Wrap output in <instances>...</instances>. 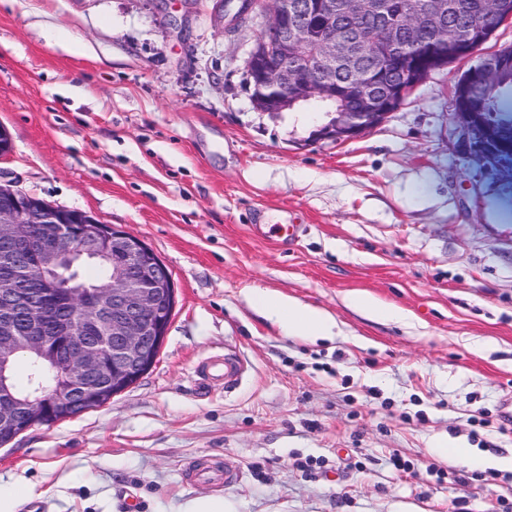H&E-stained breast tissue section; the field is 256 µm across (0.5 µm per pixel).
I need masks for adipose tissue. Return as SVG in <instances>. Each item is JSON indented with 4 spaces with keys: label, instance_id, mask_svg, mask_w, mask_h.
I'll return each instance as SVG.
<instances>
[{
    "label": "adipose tissue",
    "instance_id": "1",
    "mask_svg": "<svg viewBox=\"0 0 512 512\" xmlns=\"http://www.w3.org/2000/svg\"><path fill=\"white\" fill-rule=\"evenodd\" d=\"M248 300L288 335L325 338L334 334L336 321L323 310L287 301L259 289L249 293Z\"/></svg>",
    "mask_w": 512,
    "mask_h": 512
}]
</instances>
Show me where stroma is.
<instances>
[{"mask_svg":"<svg viewBox=\"0 0 512 512\" xmlns=\"http://www.w3.org/2000/svg\"><path fill=\"white\" fill-rule=\"evenodd\" d=\"M214 6L0 0V184L140 237L176 289L153 367L1 446L0 483L35 486L19 512H177L205 495L233 512H512L511 470L489 489L448 454L512 455V166L459 151L471 60L360 139L314 142L323 115L250 100L269 0L232 28ZM255 288L328 311L341 335H284ZM353 293L412 325L367 317ZM226 356L245 373L202 388L199 366ZM227 459L228 486L185 478Z\"/></svg>","mask_w":512,"mask_h":512,"instance_id":"stroma-1","label":"stroma"}]
</instances>
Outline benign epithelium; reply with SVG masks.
I'll use <instances>...</instances> for the list:
<instances>
[{"mask_svg": "<svg viewBox=\"0 0 512 512\" xmlns=\"http://www.w3.org/2000/svg\"><path fill=\"white\" fill-rule=\"evenodd\" d=\"M380 0H345L353 16L379 13ZM493 24L473 37L472 27L443 31L418 51L402 45L405 28L418 26L412 16L380 29L388 52L371 59L370 70L383 75L397 68L406 85L367 90L336 119L318 127V140L346 143L364 136L406 100L432 72L476 53L497 27L512 19V0H489ZM319 32L314 50L299 41L297 30ZM357 38L336 25V0H273L270 17L246 59L252 103L261 112L282 113L313 98L336 93V72L362 68ZM512 70V51L481 58L459 80L454 91V121L464 146L484 160L502 156L499 131L468 93L480 80ZM35 224L37 238L14 231L5 238L4 265L19 279L33 268L39 276L33 288H11L0 302V354L25 351L49 360L42 380H31L25 398H0V425L17 436L48 418L61 421L78 401L103 399L110 373L112 388L138 379L155 363L175 307L172 275L139 237L88 213L55 207L0 185V227ZM118 258L112 278L88 287L68 277L74 262L93 256L102 246Z\"/></svg>", "mask_w": 512, "mask_h": 512, "instance_id": "7a95c632", "label": "benign epithelium"}]
</instances>
